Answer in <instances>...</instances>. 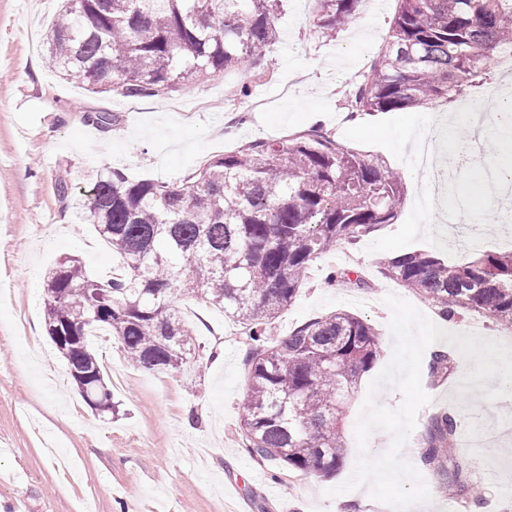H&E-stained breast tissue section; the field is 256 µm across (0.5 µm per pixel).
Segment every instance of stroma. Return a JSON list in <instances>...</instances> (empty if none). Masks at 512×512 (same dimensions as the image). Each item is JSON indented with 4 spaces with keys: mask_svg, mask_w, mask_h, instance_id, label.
I'll list each match as a JSON object with an SVG mask.
<instances>
[{
    "mask_svg": "<svg viewBox=\"0 0 512 512\" xmlns=\"http://www.w3.org/2000/svg\"><path fill=\"white\" fill-rule=\"evenodd\" d=\"M396 8V0H360L353 21L325 40L314 26V0H282L270 69L260 78L240 70L189 82L169 96L128 99L75 87L51 73L42 39L53 12L44 11L43 0H0V503L16 502L21 512H78L86 497L94 512H336L345 498L353 512H389L363 486L341 498L326 494L356 470V423L371 382L392 358L384 296L408 300L451 333L475 330L512 346V328L473 310L441 320L436 307L377 266L405 249L451 263L512 249V226L487 223L477 211L455 235L448 231L447 207L429 224L419 223L426 179L415 171L413 146L435 126L436 112L418 107L354 117L344 107L345 93L386 41ZM248 80L253 94L239 98L236 88ZM88 111L111 113V124L95 129L84 120ZM316 125L339 143L378 156L405 179L393 223L315 260L276 323L284 337L312 318L346 310L372 324L380 338V358L345 408L343 467L334 477L318 478L254 461L243 451L237 430L247 380L245 339L220 309L193 299L176 302L200 345L197 360L181 371L140 369L117 344H98L100 361L112 364L106 376L115 382V411L94 416L45 331L43 275L75 257L101 279L115 258L91 225L63 209L59 180L78 199L104 168L178 183L213 155ZM349 255L359 260L364 286L326 279ZM454 360L444 382L422 376L432 401L419 410L400 455L434 486L436 473L424 465L419 439L434 409L453 408L474 465L465 486L433 494L428 512H512V395L489 400L478 388L462 391L474 363L459 353ZM474 491L482 507L473 505Z\"/></svg>",
    "mask_w": 512,
    "mask_h": 512,
    "instance_id": "1",
    "label": "stroma"
}]
</instances>
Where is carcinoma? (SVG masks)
I'll return each instance as SVG.
<instances>
[{
	"instance_id": "cac0c4a2",
	"label": "carcinoma",
	"mask_w": 512,
	"mask_h": 512,
	"mask_svg": "<svg viewBox=\"0 0 512 512\" xmlns=\"http://www.w3.org/2000/svg\"><path fill=\"white\" fill-rule=\"evenodd\" d=\"M46 31L49 69L94 93L171 95L194 79L268 67L280 0H63ZM359 0H317L316 28L331 38ZM389 39L348 102L353 113L432 108L490 79L491 54L512 47L506 0H397ZM401 174L335 139L311 132L259 139L206 161L181 183L96 175L72 207L117 257L115 276L87 275L72 257L43 282L44 325L85 402L112 414V389L88 336L105 332L137 367L178 371L195 357L193 331L175 309L191 296L242 328L249 388L241 443L253 459L330 478L341 469V419L362 373L381 352L372 326L346 311L310 319L279 340L276 317L336 247L390 224ZM383 275L415 291L443 317L454 308L512 325V253L451 266L414 251L381 259ZM448 353L429 370L442 380ZM455 415L432 414L423 463L462 488L468 460L453 448Z\"/></svg>"
}]
</instances>
